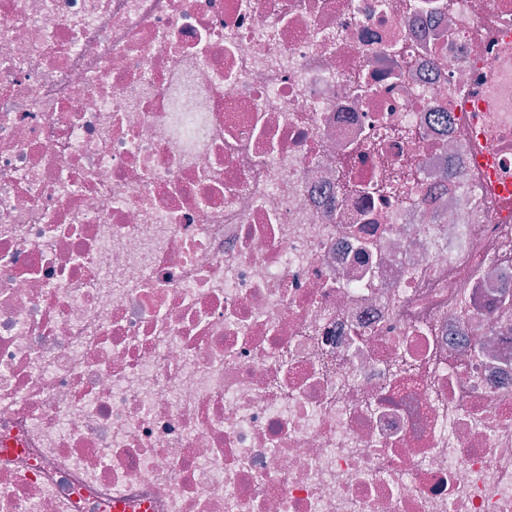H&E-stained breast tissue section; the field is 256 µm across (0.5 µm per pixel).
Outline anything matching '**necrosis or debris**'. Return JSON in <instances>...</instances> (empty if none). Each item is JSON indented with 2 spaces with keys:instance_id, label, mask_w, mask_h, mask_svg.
I'll return each mask as SVG.
<instances>
[{
  "instance_id": "necrosis-or-debris-1",
  "label": "necrosis or debris",
  "mask_w": 512,
  "mask_h": 512,
  "mask_svg": "<svg viewBox=\"0 0 512 512\" xmlns=\"http://www.w3.org/2000/svg\"><path fill=\"white\" fill-rule=\"evenodd\" d=\"M506 28L0 0V512H512ZM475 156V161L490 177L499 184L504 192H512V172H505L502 162L509 151L512 155L511 139L499 140L494 146L481 148Z\"/></svg>"
}]
</instances>
